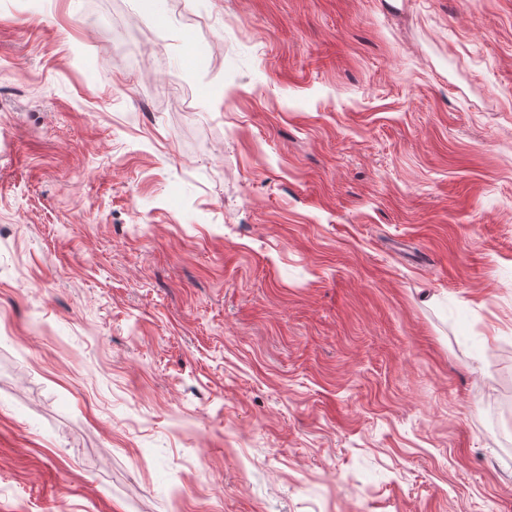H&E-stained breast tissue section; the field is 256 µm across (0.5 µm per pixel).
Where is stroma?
I'll return each mask as SVG.
<instances>
[{
	"label": "stroma",
	"instance_id": "35a3bbf8",
	"mask_svg": "<svg viewBox=\"0 0 512 512\" xmlns=\"http://www.w3.org/2000/svg\"><path fill=\"white\" fill-rule=\"evenodd\" d=\"M512 0H0V512H512Z\"/></svg>",
	"mask_w": 512,
	"mask_h": 512
}]
</instances>
